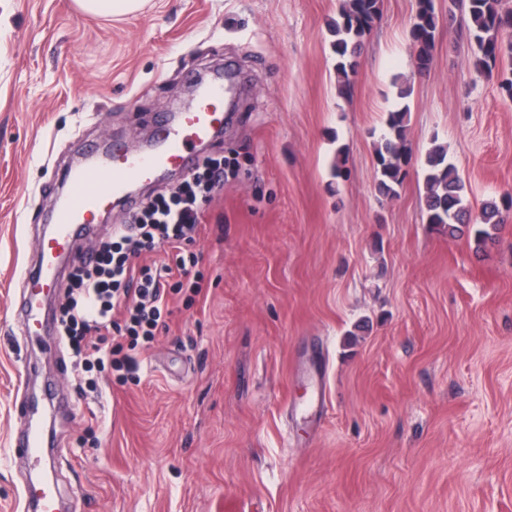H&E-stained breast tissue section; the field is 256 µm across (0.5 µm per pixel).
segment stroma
<instances>
[{"instance_id":"1","label":"stroma","mask_w":512,"mask_h":512,"mask_svg":"<svg viewBox=\"0 0 512 512\" xmlns=\"http://www.w3.org/2000/svg\"><path fill=\"white\" fill-rule=\"evenodd\" d=\"M338 4L148 0L112 18L0 0V512H21L27 358L70 404L45 411L62 445L49 476L78 512H512V223L480 247L436 233L423 203L436 143L472 208L512 195L503 70L475 78L450 0H433L436 46L415 75L417 0H383L344 99ZM227 64L246 83L202 150L236 167L193 247L206 288L173 296L135 377L106 371L82 393L69 351L25 348L13 318L56 174L85 140L138 150L157 115L192 106L188 71ZM398 74L410 160L386 199L372 133Z\"/></svg>"}]
</instances>
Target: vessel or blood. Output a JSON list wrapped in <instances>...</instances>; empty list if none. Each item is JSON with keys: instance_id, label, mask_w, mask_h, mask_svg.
<instances>
[{"instance_id": "b4317fda", "label": "vessel or blood", "mask_w": 512, "mask_h": 512, "mask_svg": "<svg viewBox=\"0 0 512 512\" xmlns=\"http://www.w3.org/2000/svg\"><path fill=\"white\" fill-rule=\"evenodd\" d=\"M234 81L233 73H225L223 82L204 87L189 111L159 116L154 141L143 153L133 155L113 144L103 154L94 146L90 149V162L64 173L66 191L50 215L53 231L42 242V263L21 272L28 290V299L20 310L24 337L52 335V328L40 318L34 302L54 285L59 274L58 261L69 252L74 237L96 224L113 201L135 206L137 199L129 192L132 184L171 171L189 173L196 163L194 150L209 143L224 125L223 87ZM15 447L33 466H42L46 454L41 432L28 431L16 441ZM22 495L25 507L36 508L37 512H56L57 492L51 484L41 480L28 482L22 487Z\"/></svg>"}]
</instances>
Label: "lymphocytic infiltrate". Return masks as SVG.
<instances>
[{"label":"lymphocytic infiltrate","instance_id":"f902f5d3","mask_svg":"<svg viewBox=\"0 0 512 512\" xmlns=\"http://www.w3.org/2000/svg\"><path fill=\"white\" fill-rule=\"evenodd\" d=\"M223 187V160L205 159L178 195L135 211L101 242L93 266L73 270L60 323L79 370L137 372L141 350L169 329L170 297L185 285L202 292L205 280L195 270L198 257L192 250L203 229L200 206ZM153 252L164 253L165 261L137 265V258Z\"/></svg>","mask_w":512,"mask_h":512}]
</instances>
